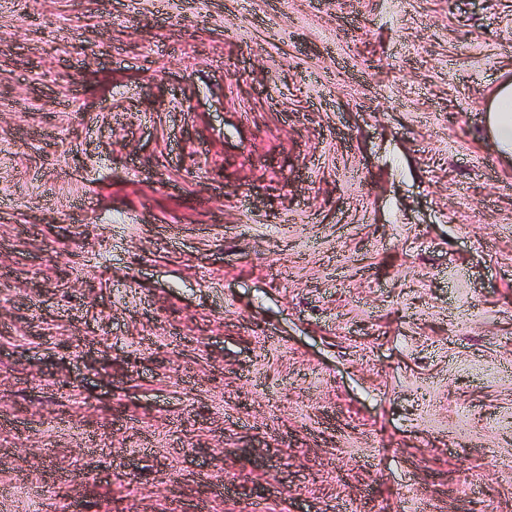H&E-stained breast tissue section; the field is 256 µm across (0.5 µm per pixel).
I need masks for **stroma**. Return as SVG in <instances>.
Listing matches in <instances>:
<instances>
[{"instance_id":"1","label":"stroma","mask_w":512,"mask_h":512,"mask_svg":"<svg viewBox=\"0 0 512 512\" xmlns=\"http://www.w3.org/2000/svg\"><path fill=\"white\" fill-rule=\"evenodd\" d=\"M512 0H0V512H512ZM487 127L496 149L506 158L512 156V80L499 82L492 91L487 108Z\"/></svg>"}]
</instances>
